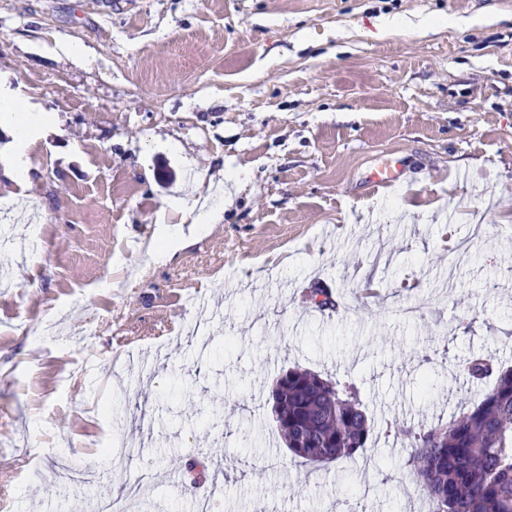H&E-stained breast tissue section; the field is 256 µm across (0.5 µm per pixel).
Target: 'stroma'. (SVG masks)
<instances>
[{
    "mask_svg": "<svg viewBox=\"0 0 512 512\" xmlns=\"http://www.w3.org/2000/svg\"><path fill=\"white\" fill-rule=\"evenodd\" d=\"M0 82L41 109L0 154V512H194L206 459L220 512H430L394 424L512 366V0H0ZM296 364L358 388L354 459L281 441ZM185 222L189 221L190 224L187 228L189 233L198 227V224H218L224 216L221 209L209 208L205 209L199 205V200L190 197L185 205Z\"/></svg>",
    "mask_w": 512,
    "mask_h": 512,
    "instance_id": "stroma-1",
    "label": "stroma"
}]
</instances>
